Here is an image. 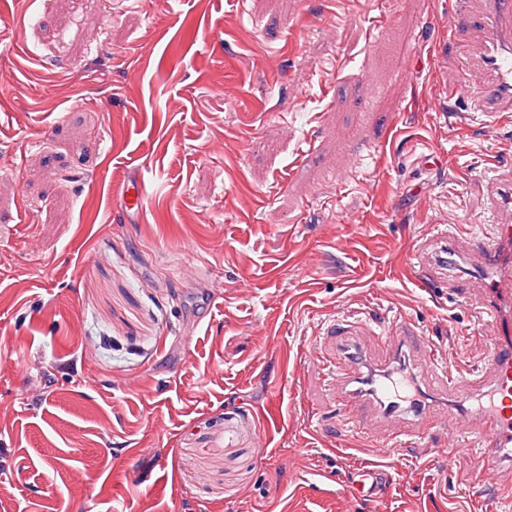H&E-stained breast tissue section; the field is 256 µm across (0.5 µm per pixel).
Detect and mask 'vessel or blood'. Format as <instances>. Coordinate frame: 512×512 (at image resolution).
I'll list each match as a JSON object with an SVG mask.
<instances>
[{"label":"vessel or blood","instance_id":"b4317fda","mask_svg":"<svg viewBox=\"0 0 512 512\" xmlns=\"http://www.w3.org/2000/svg\"><path fill=\"white\" fill-rule=\"evenodd\" d=\"M475 26L479 39L464 47L472 61L466 76L449 81L448 98L470 99L489 122L512 112V0H455L449 29ZM150 184L144 175L127 177L113 186V202L123 221L140 214ZM497 218L487 229L471 233L457 249L449 226L416 244L412 258L421 284L455 290L450 268L469 269L467 305L476 309L480 326L492 333L486 369L463 376L449 373L416 326L397 319L383 325L374 351L361 345L370 330L364 319L338 320L325 331L329 360L336 376V402L376 437V445L394 453L401 438H426L438 426L435 411L477 419L481 428L471 443L481 472L496 475L512 469V176L491 187ZM383 473L363 467L350 490L375 497Z\"/></svg>","mask_w":512,"mask_h":512}]
</instances>
